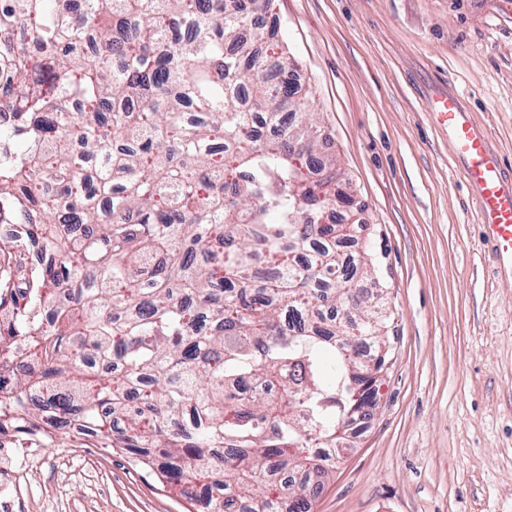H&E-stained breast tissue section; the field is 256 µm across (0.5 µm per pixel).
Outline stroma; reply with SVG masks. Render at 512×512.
<instances>
[{
  "label": "stroma",
  "instance_id": "1",
  "mask_svg": "<svg viewBox=\"0 0 512 512\" xmlns=\"http://www.w3.org/2000/svg\"><path fill=\"white\" fill-rule=\"evenodd\" d=\"M395 313L378 405L312 512H512V284L447 131L454 89L512 168V0H274ZM36 441L8 512H200L133 456Z\"/></svg>",
  "mask_w": 512,
  "mask_h": 512
}]
</instances>
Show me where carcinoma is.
<instances>
[{"mask_svg": "<svg viewBox=\"0 0 512 512\" xmlns=\"http://www.w3.org/2000/svg\"><path fill=\"white\" fill-rule=\"evenodd\" d=\"M272 3L0 0V253L43 254L0 325L32 362L0 433L77 428L214 512H311L391 360Z\"/></svg>", "mask_w": 512, "mask_h": 512, "instance_id": "1", "label": "carcinoma"}]
</instances>
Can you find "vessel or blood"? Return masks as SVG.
Returning a JSON list of instances; mask_svg holds the SVG:
<instances>
[{"mask_svg": "<svg viewBox=\"0 0 512 512\" xmlns=\"http://www.w3.org/2000/svg\"><path fill=\"white\" fill-rule=\"evenodd\" d=\"M432 111L437 123L447 128L463 177L476 195L479 219L495 242L500 269L512 276V173L505 171L485 134L472 124L458 93L436 97Z\"/></svg>", "mask_w": 512, "mask_h": 512, "instance_id": "vessel-or-blood-1", "label": "vessel or blood"}]
</instances>
